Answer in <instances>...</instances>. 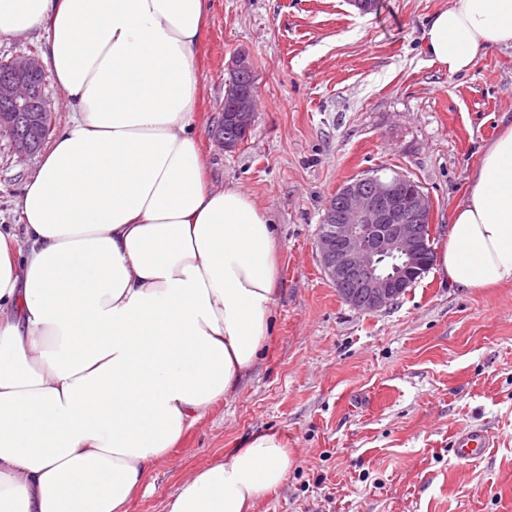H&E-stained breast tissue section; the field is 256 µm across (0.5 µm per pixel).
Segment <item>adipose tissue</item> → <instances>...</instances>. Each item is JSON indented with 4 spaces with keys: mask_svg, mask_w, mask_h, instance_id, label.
Returning <instances> with one entry per match:
<instances>
[{
    "mask_svg": "<svg viewBox=\"0 0 512 512\" xmlns=\"http://www.w3.org/2000/svg\"><path fill=\"white\" fill-rule=\"evenodd\" d=\"M209 0H0L46 32L72 119L0 230V512H126L153 465L267 344L275 227L213 190L191 130ZM449 74L512 47V0H453L423 34ZM466 289L512 284V126L481 153L436 257ZM294 459L254 434L167 512H255Z\"/></svg>",
    "mask_w": 512,
    "mask_h": 512,
    "instance_id": "1",
    "label": "adipose tissue"
}]
</instances>
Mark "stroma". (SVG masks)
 I'll list each match as a JSON object with an SVG mask.
<instances>
[{
	"label": "stroma",
	"mask_w": 512,
	"mask_h": 512,
	"mask_svg": "<svg viewBox=\"0 0 512 512\" xmlns=\"http://www.w3.org/2000/svg\"><path fill=\"white\" fill-rule=\"evenodd\" d=\"M451 0H210L196 56L195 132L211 188L239 185L276 226L274 331L234 392L151 469L127 512H166L181 482L226 449L275 432L295 463L259 512H512V285L468 290L428 269L374 314L345 303L315 250L324 208L381 170L432 202V246L464 198L482 149L512 125V47L448 75L422 48ZM252 61L257 115L235 150L221 118L233 57ZM39 155L0 134V225ZM483 431L485 455L456 457ZM487 444L482 431H467L456 437L454 446L456 456L461 460L480 459Z\"/></svg>",
	"instance_id": "35a3bbf8"
}]
</instances>
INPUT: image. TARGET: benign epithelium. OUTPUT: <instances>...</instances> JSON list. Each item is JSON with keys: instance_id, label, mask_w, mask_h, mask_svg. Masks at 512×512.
Returning <instances> with one entry per match:
<instances>
[{"instance_id": "1", "label": "benign epithelium", "mask_w": 512, "mask_h": 512, "mask_svg": "<svg viewBox=\"0 0 512 512\" xmlns=\"http://www.w3.org/2000/svg\"><path fill=\"white\" fill-rule=\"evenodd\" d=\"M43 75L35 53L10 60L0 74V103L6 106L0 125L12 130L11 145L18 152L35 153L42 137L30 107L51 114L45 92L34 94L32 80ZM251 75L249 57L236 56L231 83L243 84ZM255 117L254 91L237 88L227 97L211 137L231 151L243 143ZM431 210L429 197L402 174L361 176L331 197L321 218L316 251L325 277L346 303L364 313H377L418 282L429 268L425 252L432 234Z\"/></svg>"}]
</instances>
